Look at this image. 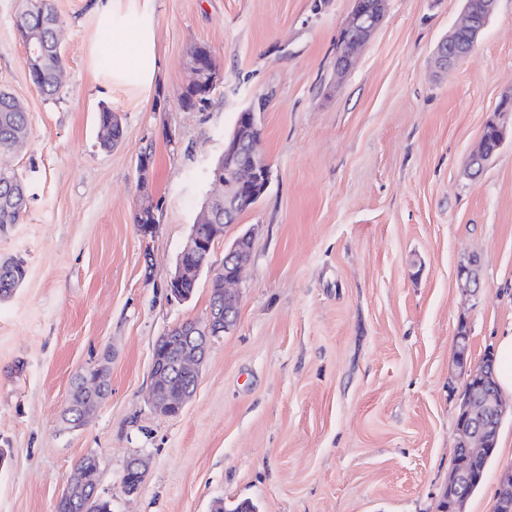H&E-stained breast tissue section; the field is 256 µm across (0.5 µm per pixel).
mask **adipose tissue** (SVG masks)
<instances>
[{
    "label": "adipose tissue",
    "instance_id": "adipose-tissue-1",
    "mask_svg": "<svg viewBox=\"0 0 512 512\" xmlns=\"http://www.w3.org/2000/svg\"><path fill=\"white\" fill-rule=\"evenodd\" d=\"M117 0H95L92 14L101 35L95 45L96 56L109 59L98 80L99 94L111 92L113 84L128 83L149 92L159 65L154 48L151 12H143L136 25H128L120 16Z\"/></svg>",
    "mask_w": 512,
    "mask_h": 512
}]
</instances>
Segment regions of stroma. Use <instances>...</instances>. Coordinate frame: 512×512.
<instances>
[{
	"instance_id": "stroma-1",
	"label": "stroma",
	"mask_w": 512,
	"mask_h": 512,
	"mask_svg": "<svg viewBox=\"0 0 512 512\" xmlns=\"http://www.w3.org/2000/svg\"><path fill=\"white\" fill-rule=\"evenodd\" d=\"M92 0H54L64 50L59 95L33 84L0 0V89L29 138L0 166L27 182L0 259L25 281L0 301V512H55L88 455L112 512H214L248 499L259 512H438L453 467L464 382L455 337L479 363L512 329V138L484 172L465 166L512 92V0H498L475 50L454 66L435 49L464 0H389L345 75L336 43L354 0H121L128 22L151 3L158 79L150 93H97ZM207 46L223 80L202 110L180 94L185 61ZM257 116L269 188L212 247L222 262L252 233L237 323L213 338L195 395L165 416L150 403L156 341L204 320L211 281L190 299L167 281L219 187L206 178L239 112ZM123 139L100 144L98 114ZM150 155L147 182L137 161ZM156 208L152 234L133 218ZM478 260L466 294L459 263ZM107 365L109 393L76 429L63 413L78 373ZM147 461L139 491L121 484ZM512 471V416L465 512H493Z\"/></svg>"
}]
</instances>
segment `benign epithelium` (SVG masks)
<instances>
[{
	"label": "benign epithelium",
	"instance_id": "benign-epithelium-1",
	"mask_svg": "<svg viewBox=\"0 0 512 512\" xmlns=\"http://www.w3.org/2000/svg\"><path fill=\"white\" fill-rule=\"evenodd\" d=\"M387 0H378L371 8L357 6L348 16L344 27L350 36L348 57L358 54L369 40L373 32L385 18ZM467 28L470 46L478 44L485 24L470 18L464 13L462 19L448 30L437 45L435 64L446 68L458 61L453 49L457 48V34L461 28ZM187 69L193 81L206 87L213 88L221 80V74L213 59L204 60L195 53H189L186 59ZM264 98L260 97L247 109L243 123L235 126L234 132L224 146V186L223 204L224 219H229L240 207L243 200L256 198V185L262 183L269 186L271 169L264 157L260 141L252 136L256 123V113L263 110ZM224 236V227L212 225L209 239L200 237L192 232L179 258L178 264L167 284L170 294L178 295L177 289L182 287L184 279L190 274H200L205 270L211 273L212 286L223 285L213 295L209 311L204 321L192 325H177L164 334L166 348L158 353L153 352L151 366V404L154 410L163 415H177L182 409L185 399L191 397L195 388L174 389L169 384L172 371L199 379L201 366L206 358L211 339L233 329L239 304L238 294L230 289L236 284L243 269L250 260L251 250L242 247L241 241H251L247 233L239 236L224 254V262L216 266L211 262L212 245L218 238ZM469 337H456L455 365L464 382H476V386H484L479 380L483 373L470 364L468 352ZM94 374V386L75 385L71 388L69 401H74L78 392L88 395L86 403L81 408V418L86 416L106 397L108 384L106 375L101 368L91 369ZM502 412V406L497 404L490 394L479 397L463 406V413L469 423L461 429L459 440L465 445L469 456L476 458L482 455L489 444L492 422ZM97 494V489L87 490L83 478H77L69 484L60 495L57 504L69 502L82 506V512L87 508Z\"/></svg>",
	"mask_w": 512,
	"mask_h": 512
}]
</instances>
